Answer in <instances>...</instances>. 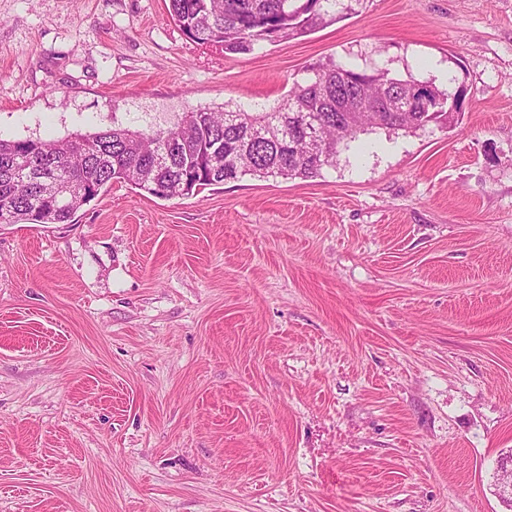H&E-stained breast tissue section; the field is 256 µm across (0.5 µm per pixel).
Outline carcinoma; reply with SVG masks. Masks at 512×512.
I'll return each instance as SVG.
<instances>
[{
    "mask_svg": "<svg viewBox=\"0 0 512 512\" xmlns=\"http://www.w3.org/2000/svg\"><path fill=\"white\" fill-rule=\"evenodd\" d=\"M363 0H169L183 34L207 26L226 52H249L326 27L358 13ZM412 73L331 64L278 105L192 110L166 131L106 127L53 141L0 139V218L6 224H67L113 181L169 197L193 195L241 175L307 179L336 165L341 152L375 129L415 134L432 122H452L459 93L427 87ZM52 179L71 194L44 193Z\"/></svg>",
    "mask_w": 512,
    "mask_h": 512,
    "instance_id": "cac0c4a2",
    "label": "carcinoma"
}]
</instances>
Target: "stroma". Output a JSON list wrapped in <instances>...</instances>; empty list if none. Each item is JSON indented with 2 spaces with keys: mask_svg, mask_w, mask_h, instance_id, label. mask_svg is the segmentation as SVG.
<instances>
[{
  "mask_svg": "<svg viewBox=\"0 0 512 512\" xmlns=\"http://www.w3.org/2000/svg\"><path fill=\"white\" fill-rule=\"evenodd\" d=\"M331 62L463 110L314 178L0 226V512H504L512 0H365L246 53L168 0H0V138L269 108ZM494 494L506 507L507 511L512 510V468L500 467L496 473L494 483Z\"/></svg>",
  "mask_w": 512,
  "mask_h": 512,
  "instance_id": "35a3bbf8",
  "label": "stroma"
}]
</instances>
